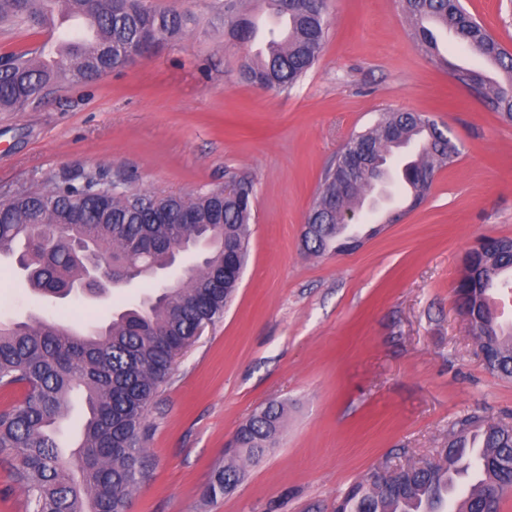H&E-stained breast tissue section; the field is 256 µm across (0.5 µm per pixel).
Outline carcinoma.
<instances>
[{
	"label": "carcinoma",
	"instance_id": "1",
	"mask_svg": "<svg viewBox=\"0 0 512 512\" xmlns=\"http://www.w3.org/2000/svg\"><path fill=\"white\" fill-rule=\"evenodd\" d=\"M283 27L267 31V51L244 59L250 83L285 90L302 79L326 42L328 20L321 0H267ZM85 19L95 32L47 62L37 46L0 56V112H20L66 83H89L127 62V53L147 36L175 39L190 19L160 10L148 0H0V24L46 26L54 9ZM414 28L417 49L445 61L436 31H450L490 63L501 80L486 71L446 61L450 76L475 88L494 84V111L512 121V53L461 3V0H402ZM238 0L225 6L224 31L238 40L255 23L237 14ZM363 145L369 164L358 170L357 186L340 179L349 160L346 150ZM411 146L414 157L397 174L408 189L410 206L428 191L424 176L459 155L447 130L415 112H382L375 124L352 133L324 173L307 213L313 232L304 237L309 252L342 251L348 242L349 213L373 194L370 165ZM104 171H76L0 200V255H15V245L33 291L67 298L69 285L85 270L81 242L109 258L106 274L115 286L129 279L153 278L171 262L173 245L188 236L208 246L203 262L173 288H159L138 305L112 314L101 329L83 335L55 321L0 323V390L23 389V397L0 409V453L15 455L17 482L27 492L29 512H128L144 476L146 416L178 353L192 343L198 323L224 315V295L233 293V263L245 265L252 220V185L238 182L236 192L216 189L195 198L160 197L133 186L111 190ZM465 273L455 295L472 317L473 335L483 341L487 368L512 378V325L495 323L490 289L512 288V238L484 237L465 255ZM82 391L89 417L74 455L79 476L66 466L53 428L62 423L75 391ZM284 404L272 403L236 430L230 461L215 470L203 496L216 501L241 480L243 462H257L280 432ZM478 451L477 479L469 484L455 512H489L497 504L484 491L512 488V425L476 414L452 424L439 463L401 470L393 486L363 479L339 499L336 512H445L453 489L450 477L467 474L464 459Z\"/></svg>",
	"mask_w": 512,
	"mask_h": 512
}]
</instances>
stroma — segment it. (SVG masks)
<instances>
[{
    "label": "stroma",
    "mask_w": 512,
    "mask_h": 512,
    "mask_svg": "<svg viewBox=\"0 0 512 512\" xmlns=\"http://www.w3.org/2000/svg\"><path fill=\"white\" fill-rule=\"evenodd\" d=\"M193 29L40 106L0 112V199L69 171L130 175L192 197L253 186L249 255L221 319L177 359L147 416L146 475L129 512H333L378 467L439 457L458 417L512 423V379L478 353L454 287L465 252L512 238V122L415 47L400 0H327L328 38L291 89L245 83L224 0H151ZM512 51V0H464ZM446 125L460 153L425 200L356 250L316 257L302 226L327 166L381 112ZM142 284L52 304L0 257V321L107 323ZM286 406L274 448L217 502L202 491L238 425Z\"/></svg>",
    "instance_id": "stroma-1"
}]
</instances>
